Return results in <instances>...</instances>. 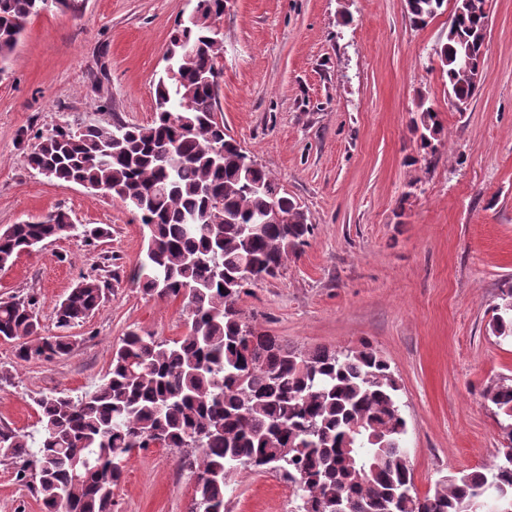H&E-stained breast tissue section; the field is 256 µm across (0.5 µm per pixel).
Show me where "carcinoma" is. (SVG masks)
Wrapping results in <instances>:
<instances>
[{"label":"carcinoma","mask_w":512,"mask_h":512,"mask_svg":"<svg viewBox=\"0 0 512 512\" xmlns=\"http://www.w3.org/2000/svg\"><path fill=\"white\" fill-rule=\"evenodd\" d=\"M82 17L85 0H0V72L29 20L46 2ZM226 0H198V21L179 20L172 40L198 49L171 61L155 87L157 112L147 125L114 120L75 131L54 129L27 154L51 180L109 194L148 232L131 279L151 298L186 301V331L157 340L128 331L103 381L74 399L36 400L39 427H0V455L38 480L44 512H111L112 495L134 449L184 448L180 469L195 475L191 512H226L225 487L240 469L272 470L294 488L292 512H512V383L489 387L504 440L499 461L458 471L418 496L403 446L406 420L399 386L378 351L363 347L302 353L261 333L238 301L248 285L274 278L312 236L298 201L224 132L217 93L205 76L219 70L223 41L205 22ZM488 0H455L446 43L437 52L448 98L465 107L479 88L489 26ZM447 0H406L410 23L424 27ZM413 129L434 154L439 113L420 106ZM224 148L217 156L211 144ZM276 196L288 222L263 224ZM76 229L56 211L0 230V269L18 255ZM247 266L251 281H241ZM105 284L84 277L54 307L70 328L99 307ZM37 301H0V339L19 340L23 361L71 350L43 337ZM491 332L512 339V286L493 306Z\"/></svg>","instance_id":"1"}]
</instances>
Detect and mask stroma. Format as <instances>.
<instances>
[{
    "mask_svg": "<svg viewBox=\"0 0 512 512\" xmlns=\"http://www.w3.org/2000/svg\"><path fill=\"white\" fill-rule=\"evenodd\" d=\"M196 5L86 0L77 21L41 12L0 72V230L60 210L107 230L90 243L62 235L0 270V299L36 298L42 335L73 344L23 362L15 342L0 341V426L33 431L38 398L101 383L126 332H185L182 299L144 296L130 279L144 248L138 218L101 193L46 180L26 155L59 125L150 123L164 49ZM453 12L420 28L405 0H232L220 21L217 115L315 226L302 255L249 286L239 307L288 348L367 344L386 358L421 496L497 458L502 434L483 394L512 380V340L489 327L512 285V0H490L483 81L462 112L436 57ZM423 103L443 125L432 155L411 127ZM88 276L105 281L102 303L58 330L55 304ZM33 484L0 456V512H42ZM194 490L175 451L136 450L112 512H191ZM292 498L279 476L250 469L225 494L227 512H289Z\"/></svg>",
    "mask_w": 512,
    "mask_h": 512,
    "instance_id": "obj_1",
    "label": "stroma"
}]
</instances>
